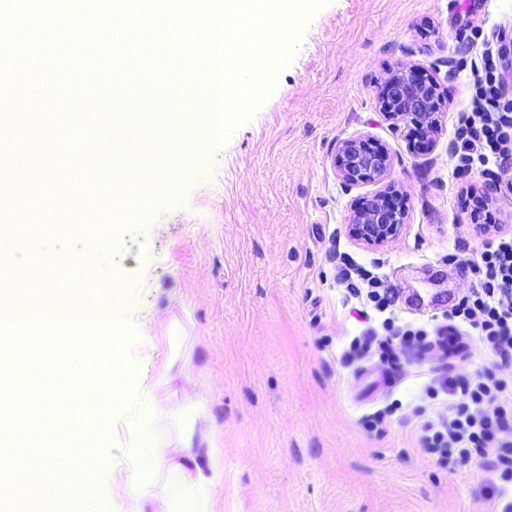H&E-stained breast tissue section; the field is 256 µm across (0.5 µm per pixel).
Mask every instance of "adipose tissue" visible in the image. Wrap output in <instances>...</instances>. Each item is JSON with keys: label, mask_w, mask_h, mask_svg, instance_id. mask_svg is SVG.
<instances>
[{"label": "adipose tissue", "mask_w": 512, "mask_h": 512, "mask_svg": "<svg viewBox=\"0 0 512 512\" xmlns=\"http://www.w3.org/2000/svg\"><path fill=\"white\" fill-rule=\"evenodd\" d=\"M222 454L210 430L188 423L175 444L145 449L143 468L153 481L128 477L115 493L128 501L127 512H213L211 491L224 482Z\"/></svg>", "instance_id": "ef3b65f1"}]
</instances>
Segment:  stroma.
<instances>
[{
  "label": "stroma",
  "mask_w": 512,
  "mask_h": 512,
  "mask_svg": "<svg viewBox=\"0 0 512 512\" xmlns=\"http://www.w3.org/2000/svg\"><path fill=\"white\" fill-rule=\"evenodd\" d=\"M486 49L501 71L498 96L511 102L512 0H326L265 100L223 144H203L185 163L186 139L206 132L193 110L204 81L170 68L144 158L116 147L0 157L10 188L0 225L13 227L0 250L17 292L43 304L119 291L140 335L123 385L158 384L172 353L169 407L207 386L206 425L224 448L216 512H482L486 472L430 454L417 424L448 412L445 396L427 394L440 377L507 378L512 364L476 340L455 361L398 337L382 356L378 319L367 350L351 349L368 326L351 316L358 301L342 269L349 259L378 276L396 297L398 325L429 332L469 291V264L488 242L469 195L490 178L460 169L455 132L473 110ZM402 65L442 80L447 115L427 155L410 150L377 104L379 85ZM360 135L389 150L390 178L407 194L402 233L378 249L348 231L377 184L345 187L333 166L339 141ZM134 163L153 183L126 179ZM166 325L185 347L160 339ZM51 395L111 467L144 439L175 436L153 429L149 410L129 416L131 399L109 376L73 377ZM380 411L383 431L369 430L366 418Z\"/></svg>",
  "instance_id": "stroma-1"
}]
</instances>
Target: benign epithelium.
Returning a JSON list of instances; mask_svg holds the SVG:
<instances>
[{"mask_svg":"<svg viewBox=\"0 0 512 512\" xmlns=\"http://www.w3.org/2000/svg\"><path fill=\"white\" fill-rule=\"evenodd\" d=\"M377 99L385 119L404 133L413 150L429 153L434 149L445 108L436 76L424 74L416 66L402 67L381 84ZM392 164L387 149L372 145L368 136L343 139L337 145L334 166L345 186L383 184L358 207L349 225L351 236L368 248H381L393 241L407 218L405 194L388 180Z\"/></svg>","mask_w":512,"mask_h":512,"instance_id":"1","label":"benign epithelium"}]
</instances>
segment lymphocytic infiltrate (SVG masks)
<instances>
[{
    "mask_svg": "<svg viewBox=\"0 0 512 512\" xmlns=\"http://www.w3.org/2000/svg\"><path fill=\"white\" fill-rule=\"evenodd\" d=\"M475 102L477 113L467 117L459 132L463 161L471 167L505 161L512 156V104L498 98L492 67L484 69ZM470 270L474 284L449 312L448 333L457 349L475 336L502 360H512V235L497 234ZM511 388L489 372L449 384L447 417L420 425L421 439L434 453L486 468L487 512H512V438L504 435L512 417Z\"/></svg>",
    "mask_w": 512,
    "mask_h": 512,
    "instance_id": "f902f5d3",
    "label": "lymphocytic infiltrate"
}]
</instances>
